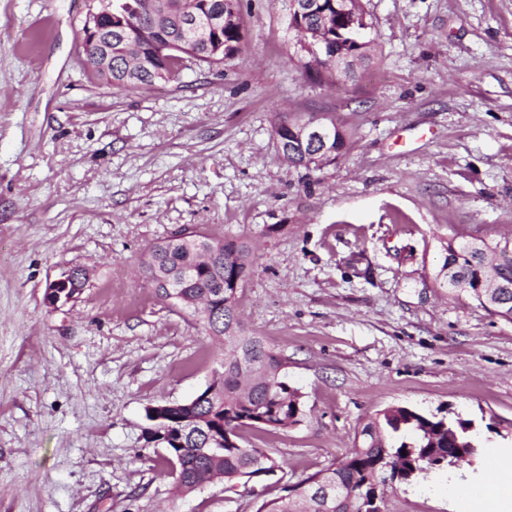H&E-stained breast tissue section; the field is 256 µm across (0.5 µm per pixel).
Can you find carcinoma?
<instances>
[{
  "label": "carcinoma",
  "mask_w": 512,
  "mask_h": 512,
  "mask_svg": "<svg viewBox=\"0 0 512 512\" xmlns=\"http://www.w3.org/2000/svg\"><path fill=\"white\" fill-rule=\"evenodd\" d=\"M191 5L216 18L207 38H183L178 31L180 3L177 0H112V82L114 88H139L167 83L183 70L177 50L159 54L151 46L184 43L197 64L219 66L233 58L241 38L239 0H192ZM328 147H301L292 143L291 132L281 123L275 133L283 157L289 164L310 172L336 159L347 143L335 122ZM444 261L437 273L439 287L454 294L466 293L483 302L498 292L505 295L493 306L502 318L512 321V237L488 239L456 234L442 241ZM246 243H224V257L211 264L197 263L195 246L176 236L153 245L141 260L145 279L156 285L157 272L172 274L176 288L159 297L201 322L208 335L224 348L222 374L203 393L176 402L169 409L168 425L186 414L204 421L216 432H224V447L205 445L206 435L183 438L179 450L169 454L175 491L186 495L215 478L224 487L243 488L279 469L266 448L242 445L247 428L283 431L300 422L301 395L280 376L284 359L262 337L249 335L239 318L241 283L249 262ZM471 421L450 420L436 414L426 416L409 407L386 409L371 418L354 438L345 460L331 462L298 485L282 488L283 494L262 503L258 512H370V488L384 483L395 471L420 477V470L446 453L455 462L470 463V453L451 441L454 431L461 443L477 444L474 431L464 427ZM391 465L386 470L383 463ZM326 486L330 497L312 488Z\"/></svg>",
  "instance_id": "obj_1"
}]
</instances>
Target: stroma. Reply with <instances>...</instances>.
<instances>
[{
	"label": "stroma",
	"instance_id": "obj_1",
	"mask_svg": "<svg viewBox=\"0 0 512 512\" xmlns=\"http://www.w3.org/2000/svg\"><path fill=\"white\" fill-rule=\"evenodd\" d=\"M96 0H0V512H257L223 485L178 498L148 406L224 357L139 277L181 228L244 239L247 334L287 361L299 424L248 430L282 465L268 496L343 460L384 409L472 420L482 454L388 494L384 512H485L487 456L512 457V322L438 288L441 238L512 236V0H362L372 48L312 79L288 0H239L236 55L151 87L84 64ZM333 120L336 160L288 164L280 123ZM277 232H269V225ZM89 279L64 308L48 281Z\"/></svg>",
	"mask_w": 512,
	"mask_h": 512
}]
</instances>
